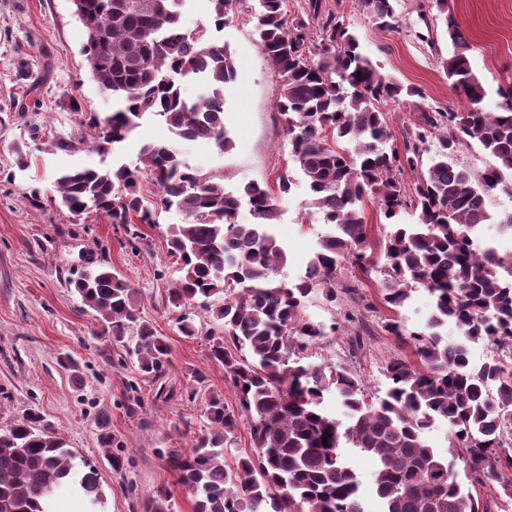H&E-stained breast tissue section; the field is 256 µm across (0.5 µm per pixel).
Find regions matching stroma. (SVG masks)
<instances>
[{"mask_svg":"<svg viewBox=\"0 0 512 512\" xmlns=\"http://www.w3.org/2000/svg\"><path fill=\"white\" fill-rule=\"evenodd\" d=\"M323 3L344 13L362 53L382 73L418 89V96L387 107L394 139H401L419 109L455 105L442 66L452 45L429 0H394L396 18L387 28L353 0ZM255 4L244 0L217 34L237 62V79L224 90V124L233 149L176 139L161 118L148 114L128 142L102 153L84 142L86 130L69 109L73 97L102 117L113 107L90 75L85 30L70 0H0V426L27 410L39 411L67 440L76 464L96 469L98 512H141L143 497L159 491L170 494L172 512H193L190 496L157 451L192 444L201 426L200 389L223 394L230 405L236 396L223 367L209 358L208 338L183 336L176 311L162 303L177 277L166 236L169 225L184 223L179 210L161 213L156 225H140L141 237L134 240L104 213L76 217L48 202L34 208L27 196L35 188L50 190L64 170L134 168L143 145L170 143L186 165L214 176L226 191L258 182L276 193L281 210L276 235L288 255L280 275L291 279L302 272L327 226L310 204L308 185L277 120L280 86L250 20ZM448 14L470 44L468 56L484 82L486 106L496 107L500 89L512 84V0H448ZM54 136H71L76 143L57 149L49 144ZM283 174L292 179L286 194L278 187ZM102 262L129 281L144 317L165 336L170 354L162 382L144 379L131 358L113 354L95 316L81 308L71 281ZM379 319L364 313L373 334L363 350L351 352L352 332H339L313 350V362L349 365L371 394H383L385 364L402 349L393 337L377 334ZM66 355L79 363L82 382L59 365ZM196 370L206 374L205 385L194 380ZM163 385L171 394L160 393ZM135 396L141 406L132 414L128 406ZM103 419L127 459L119 473L98 442Z\"/></svg>","mask_w":512,"mask_h":512,"instance_id":"35a3bbf8","label":"stroma"}]
</instances>
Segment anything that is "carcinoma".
Returning a JSON list of instances; mask_svg holds the SVG:
<instances>
[{
	"label": "carcinoma",
	"mask_w": 512,
	"mask_h": 512,
	"mask_svg": "<svg viewBox=\"0 0 512 512\" xmlns=\"http://www.w3.org/2000/svg\"><path fill=\"white\" fill-rule=\"evenodd\" d=\"M82 2L90 74L116 103L110 115L84 119L99 151L124 142L147 113L181 140L233 148L224 127V88L236 79V62L212 30L224 28L241 0H208L209 22L194 31L180 25L182 0ZM257 2L251 20L281 87L277 119L311 205L330 226L303 274L291 282L275 279L287 256L274 233L281 211L268 188L248 183L228 193L166 144L143 147L141 171L80 168L55 180L61 204L76 216L94 208L124 226L156 224L172 207L185 216L166 237L177 278L164 304L180 310L176 325L187 337L199 335L195 309L209 315V356L224 367L238 406L206 392L204 433L185 451L159 448L157 455L177 474L194 512H364L362 485L343 454L347 446L376 460L372 488L384 512H491L473 494L476 484L496 489V512H512V478L505 472L512 470L506 453L512 448V254L484 246L476 233L481 224H497L512 234V212L490 210L491 197L512 174V86L499 92L496 111L485 109L469 43L448 20L446 0H435L447 20L453 53L443 65L460 107L419 110L398 146L384 108L419 91L379 71L344 14L322 9V0H308V13L293 17L287 0ZM358 4L382 26L395 19L393 0ZM178 77L200 81L204 96L183 97ZM469 139L495 164L474 173L457 162ZM406 169L416 174L411 184L400 178ZM143 171L156 188L152 199L140 188ZM243 199L253 224L237 220ZM367 199L393 226L375 244L365 222ZM409 211L417 223L400 222ZM343 262L366 277L383 268L381 300L394 316L380 328L414 356L385 364L389 383L375 402L365 400L366 383L350 367L301 363L341 323L362 321L363 297L341 279ZM72 284L112 344L135 358L141 376L162 379L169 345L142 316L128 281L102 264ZM418 285L431 298V313L413 328L396 313ZM312 298L342 322L312 319L305 312ZM472 344L493 355L473 364ZM331 393L346 420L327 410ZM243 417L250 448L238 451L230 466L224 450L235 445ZM437 420L448 423V455L464 462L471 485L424 440ZM74 458L34 410L1 426L0 512H46L44 504L71 483L96 504L97 473L78 474ZM170 499L166 491L151 495L142 512H171Z\"/></svg>",
	"instance_id": "carcinoma-1"
}]
</instances>
